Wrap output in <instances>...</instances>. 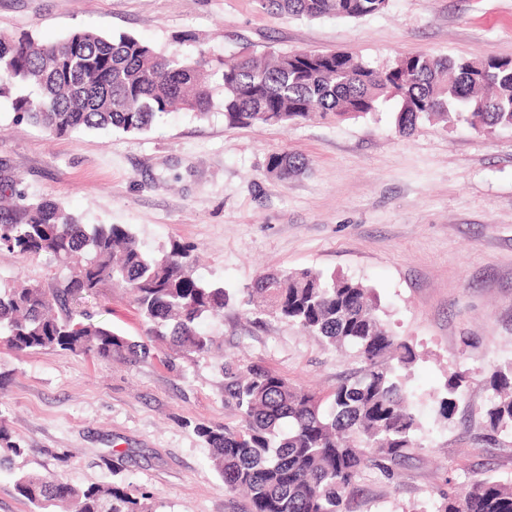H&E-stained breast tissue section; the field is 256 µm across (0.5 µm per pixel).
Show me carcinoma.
I'll return each mask as SVG.
<instances>
[{
	"instance_id": "carcinoma-1",
	"label": "carcinoma",
	"mask_w": 512,
	"mask_h": 512,
	"mask_svg": "<svg viewBox=\"0 0 512 512\" xmlns=\"http://www.w3.org/2000/svg\"><path fill=\"white\" fill-rule=\"evenodd\" d=\"M389 0H263L293 17L360 19ZM214 73L203 59L161 54L125 34L80 30L43 44L29 35L0 34V97L15 85L30 92L13 100L19 120L66 137L82 129L136 133L158 118L186 110L210 116L221 95L224 124L286 126L317 115L340 121L396 103V128L407 136L424 121L449 116L474 130L512 128V59L451 58L417 53L377 69L345 52L299 50L263 60L241 56ZM305 159L274 151L266 172L286 181ZM0 248L47 255L61 274L48 286L0 287V339L21 353L66 351L131 364L154 357L169 341L184 357L212 353L201 324L229 303L224 287L196 274L195 246L174 241L155 253L120 224H84L55 199H31L22 180L0 162ZM109 285L137 306L145 335L135 340L97 320L88 302ZM257 313L286 321L351 353L357 368L321 396L257 364L224 365V401L235 424L198 423L197 435L244 512H345L361 470L398 463L416 447L422 423L398 370L417 359L413 345L386 329L372 290L359 281L312 269L265 273L249 289ZM486 411L492 433L512 438V362L489 369ZM466 375H448L439 417L454 414ZM29 449L15 442L0 417V468ZM32 512H150L115 484L74 485L57 476L16 477ZM438 512H512V484L483 480L450 488Z\"/></svg>"
}]
</instances>
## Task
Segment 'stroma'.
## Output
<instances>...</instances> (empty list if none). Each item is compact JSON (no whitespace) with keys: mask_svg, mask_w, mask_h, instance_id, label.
<instances>
[{"mask_svg":"<svg viewBox=\"0 0 512 512\" xmlns=\"http://www.w3.org/2000/svg\"><path fill=\"white\" fill-rule=\"evenodd\" d=\"M77 30L127 34L214 65L292 50L347 51L376 66L420 52L512 58V0H389L357 20L296 18L261 0H0V33L56 43ZM278 150L304 158L308 171L285 181L267 174ZM0 161L30 197H53L86 224L127 226L146 250L194 244L198 274L232 296L204 325L216 344L203 357L162 346L131 365L20 355L0 342V416L29 450L24 471L116 483L147 493L152 512H242L193 427L237 420L224 401V362L321 392L354 369L249 301L259 274L311 267L372 288L387 328L419 355L407 379L419 445L391 473L365 469L349 512H437L449 481L512 483V446L490 437L485 383L490 363L512 361V130L425 123L402 137L389 104L372 117L285 128H230L221 116L179 110L139 134L58 138L17 120L0 97ZM55 269L0 250L2 287L48 282ZM92 306L143 335L121 290L102 288ZM455 371L470 380L445 423L435 398Z\"/></svg>","mask_w":512,"mask_h":512,"instance_id":"obj_1","label":"stroma"}]
</instances>
